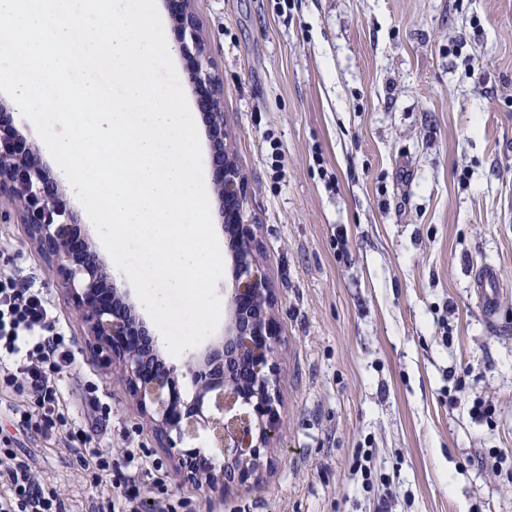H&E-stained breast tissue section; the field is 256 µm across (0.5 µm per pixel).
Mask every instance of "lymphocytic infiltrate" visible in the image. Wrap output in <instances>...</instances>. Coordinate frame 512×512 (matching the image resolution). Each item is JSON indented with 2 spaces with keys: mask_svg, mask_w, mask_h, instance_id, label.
<instances>
[{
  "mask_svg": "<svg viewBox=\"0 0 512 512\" xmlns=\"http://www.w3.org/2000/svg\"><path fill=\"white\" fill-rule=\"evenodd\" d=\"M70 344L56 329L43 289L0 279V377L11 384L24 380L25 390L37 398L34 411L20 414L18 428L30 429L37 419L47 428L63 422L56 409L61 374L72 362ZM0 454V512H63L56 488L41 483L27 460L9 449Z\"/></svg>",
  "mask_w": 512,
  "mask_h": 512,
  "instance_id": "1",
  "label": "lymphocytic infiltrate"
}]
</instances>
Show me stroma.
I'll list each match as a JSON object with an SVG mask.
<instances>
[{"mask_svg":"<svg viewBox=\"0 0 512 512\" xmlns=\"http://www.w3.org/2000/svg\"><path fill=\"white\" fill-rule=\"evenodd\" d=\"M276 297L282 428L244 492L179 480L17 217L0 277L44 288L75 360L60 413L113 461L139 448L173 512H512V0H197ZM498 267L496 329L472 287ZM494 412L475 418V400ZM0 448L66 512H113L65 431ZM501 464H493L494 456Z\"/></svg>","mask_w":512,"mask_h":512,"instance_id":"35a3bbf8","label":"stroma"}]
</instances>
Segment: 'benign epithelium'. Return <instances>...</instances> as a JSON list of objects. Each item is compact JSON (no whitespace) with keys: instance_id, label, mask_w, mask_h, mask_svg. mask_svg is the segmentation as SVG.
<instances>
[{"instance_id":"obj_1","label":"benign epithelium","mask_w":512,"mask_h":512,"mask_svg":"<svg viewBox=\"0 0 512 512\" xmlns=\"http://www.w3.org/2000/svg\"><path fill=\"white\" fill-rule=\"evenodd\" d=\"M176 4V49L189 63V81L204 92L214 192L234 238L224 278V335L192 348L179 365L149 367L157 338L128 291L99 263L93 240L78 234V215L67 208L63 186L48 177L39 147L19 146L15 117L2 105L0 199L19 213L30 239L56 264L59 288L178 470L208 491H239L257 480L282 427L276 364L281 338L255 225L247 216L246 178L225 156L223 82L192 0ZM137 331L144 337L140 343L132 340ZM183 381L194 388L189 399L181 393Z\"/></svg>"}]
</instances>
